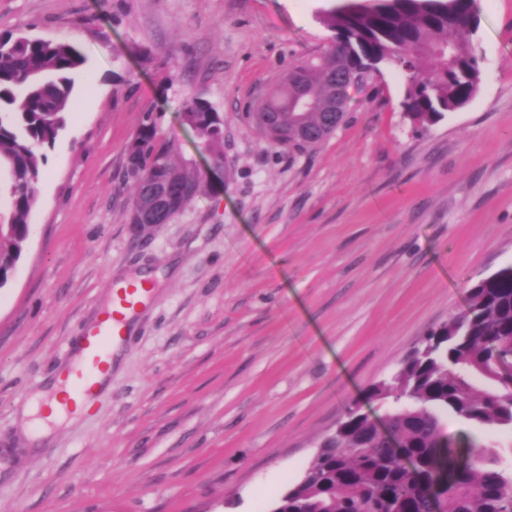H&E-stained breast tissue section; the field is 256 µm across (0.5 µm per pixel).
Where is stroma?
<instances>
[{"label": "stroma", "instance_id": "35a3bbf8", "mask_svg": "<svg viewBox=\"0 0 512 512\" xmlns=\"http://www.w3.org/2000/svg\"><path fill=\"white\" fill-rule=\"evenodd\" d=\"M340 0H0V35L73 42L74 111L0 287V512H269L367 387L469 285L512 264V0H478L475 97L422 130L382 68L319 146L273 145L259 102L334 37ZM224 116V173L170 223L128 224L145 119ZM154 292L93 408L41 441L30 410L112 285Z\"/></svg>", "mask_w": 512, "mask_h": 512}]
</instances>
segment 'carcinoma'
<instances>
[{
  "instance_id": "obj_1",
  "label": "carcinoma",
  "mask_w": 512,
  "mask_h": 512,
  "mask_svg": "<svg viewBox=\"0 0 512 512\" xmlns=\"http://www.w3.org/2000/svg\"><path fill=\"white\" fill-rule=\"evenodd\" d=\"M477 0H363L335 9L334 45L288 70L256 109L268 139L305 151L332 135L348 114L350 76L395 66L406 75L403 111L421 129L465 106L477 93L481 61L466 36L477 29ZM429 61L422 71L420 59ZM86 63L71 42L0 37V170L10 206L0 220V280L19 261L47 157L72 110L75 78ZM312 106H292L296 91ZM275 113V123L261 121ZM181 124L196 150L224 161V117L197 97L184 101ZM135 197L160 184L189 193L159 219L170 223L198 195L205 176L146 119L129 146ZM512 264L470 285L465 306L431 328L366 400L382 414L348 407L324 437L301 479L271 512H512V466L475 436L445 431L453 415L476 430L512 428Z\"/></svg>"
}]
</instances>
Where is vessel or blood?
Wrapping results in <instances>:
<instances>
[{
	"instance_id": "b4317fda",
	"label": "vessel or blood",
	"mask_w": 512,
	"mask_h": 512,
	"mask_svg": "<svg viewBox=\"0 0 512 512\" xmlns=\"http://www.w3.org/2000/svg\"><path fill=\"white\" fill-rule=\"evenodd\" d=\"M151 294V288L138 282L113 288L111 305L82 333L79 348L80 369L70 382V394L62 401V408L92 402L97 379L108 368L113 346L126 340L128 314Z\"/></svg>"
}]
</instances>
